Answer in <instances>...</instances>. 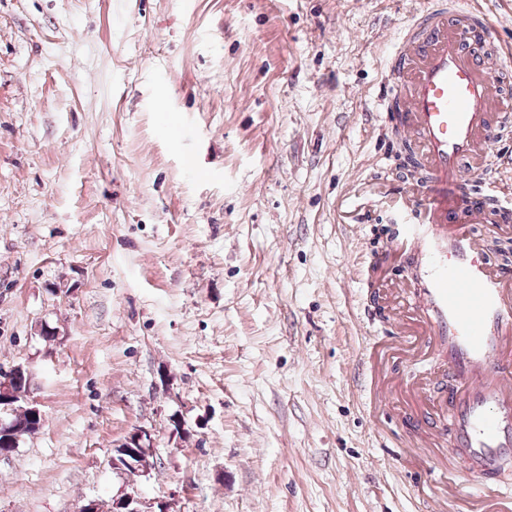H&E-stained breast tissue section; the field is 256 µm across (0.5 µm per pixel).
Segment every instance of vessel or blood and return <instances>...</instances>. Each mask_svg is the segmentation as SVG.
Wrapping results in <instances>:
<instances>
[{"label":"vessel or blood","mask_w":512,"mask_h":512,"mask_svg":"<svg viewBox=\"0 0 512 512\" xmlns=\"http://www.w3.org/2000/svg\"><path fill=\"white\" fill-rule=\"evenodd\" d=\"M474 22L485 27L489 18L469 8L450 20L423 11L412 86L404 92L389 83L385 93L402 97L426 155L425 181L407 202L415 220L404 225V239L419 259L432 334L466 384L449 400L454 441L487 482L512 456V360L502 355L512 335V269L493 265L474 236L473 225L489 222L490 214L465 193L464 170L500 142L489 122L499 92L470 49Z\"/></svg>","instance_id":"vessel-or-blood-1"}]
</instances>
